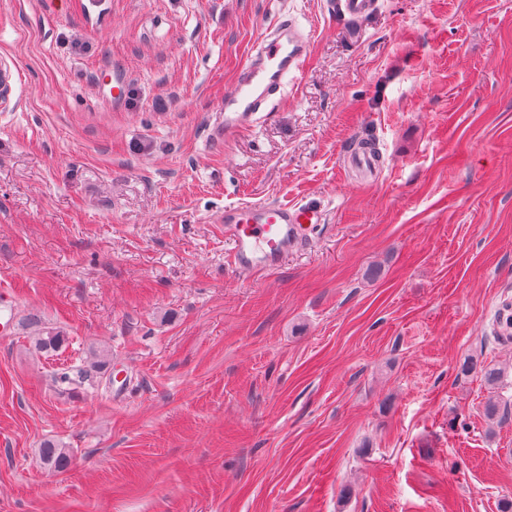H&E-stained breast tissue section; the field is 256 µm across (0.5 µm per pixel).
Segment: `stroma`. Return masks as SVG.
<instances>
[{
	"instance_id": "obj_1",
	"label": "stroma",
	"mask_w": 512,
	"mask_h": 512,
	"mask_svg": "<svg viewBox=\"0 0 512 512\" xmlns=\"http://www.w3.org/2000/svg\"><path fill=\"white\" fill-rule=\"evenodd\" d=\"M313 32L255 129L208 125L262 25ZM0 512H503L512 502V0H0ZM119 65L113 104L99 73ZM372 140L373 176L344 161ZM315 200L241 275L225 205ZM69 338L38 352V330ZM106 351L125 371L58 394ZM502 368L496 387L463 375ZM501 404L489 423L488 399ZM51 440L74 462L48 472ZM329 3L349 20H355L372 11L377 4L376 0H336ZM92 361L80 365H69L55 370L51 374L53 385L61 392L73 393L79 389L95 386L98 374L104 373L109 365L107 355L101 351H93Z\"/></svg>"
}]
</instances>
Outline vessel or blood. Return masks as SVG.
Returning <instances> with one entry per match:
<instances>
[{"label":"vessel or blood","instance_id":"1","mask_svg":"<svg viewBox=\"0 0 512 512\" xmlns=\"http://www.w3.org/2000/svg\"><path fill=\"white\" fill-rule=\"evenodd\" d=\"M312 34L289 19L262 28L254 52L224 93V118L211 127L215 141L249 131L259 113L271 111L288 81L297 79L309 56ZM231 244L232 266L240 273L280 267L325 222L315 201L293 204L249 202L225 206L220 217Z\"/></svg>","mask_w":512,"mask_h":512}]
</instances>
